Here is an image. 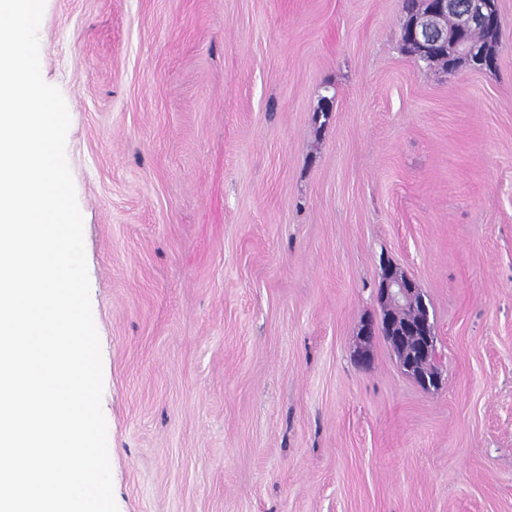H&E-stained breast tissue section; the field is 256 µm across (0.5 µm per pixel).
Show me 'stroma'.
Instances as JSON below:
<instances>
[{
    "label": "stroma",
    "mask_w": 512,
    "mask_h": 512,
    "mask_svg": "<svg viewBox=\"0 0 512 512\" xmlns=\"http://www.w3.org/2000/svg\"><path fill=\"white\" fill-rule=\"evenodd\" d=\"M499 8L489 72L416 62L404 0H45L118 512H512ZM384 261L439 389L356 355Z\"/></svg>",
    "instance_id": "stroma-1"
}]
</instances>
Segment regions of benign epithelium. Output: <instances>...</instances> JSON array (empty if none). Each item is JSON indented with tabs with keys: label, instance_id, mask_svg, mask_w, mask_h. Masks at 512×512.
<instances>
[{
	"label": "benign epithelium",
	"instance_id": "7a95c632",
	"mask_svg": "<svg viewBox=\"0 0 512 512\" xmlns=\"http://www.w3.org/2000/svg\"><path fill=\"white\" fill-rule=\"evenodd\" d=\"M499 23L498 0H432L424 14L413 15L403 24V35L418 47L417 61L430 64L434 57L454 59L466 54L480 70L495 68V60L485 53L473 55L466 47L473 33H491ZM379 320L368 319L360 331V343L369 346L381 330L401 369L426 390L442 383L433 361L437 336L423 289L398 265L381 264L375 283Z\"/></svg>",
	"mask_w": 512,
	"mask_h": 512
}]
</instances>
